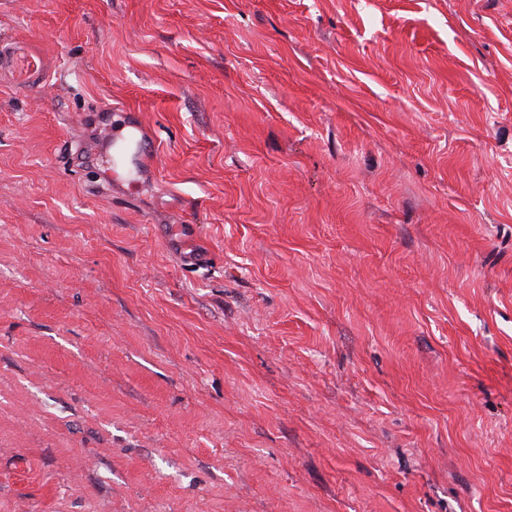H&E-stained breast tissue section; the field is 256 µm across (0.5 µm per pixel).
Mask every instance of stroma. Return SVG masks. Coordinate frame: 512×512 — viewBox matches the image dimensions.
Instances as JSON below:
<instances>
[{
    "label": "stroma",
    "mask_w": 512,
    "mask_h": 512,
    "mask_svg": "<svg viewBox=\"0 0 512 512\" xmlns=\"http://www.w3.org/2000/svg\"><path fill=\"white\" fill-rule=\"evenodd\" d=\"M0 512H512V0H0ZM125 127V135L108 127H104L101 132L102 144L106 149L112 148V169H108L106 173L114 182L121 179L119 171L133 173L137 181L146 179L145 158L156 152L155 140L151 143L147 140L141 125L128 122Z\"/></svg>",
    "instance_id": "stroma-1"
}]
</instances>
